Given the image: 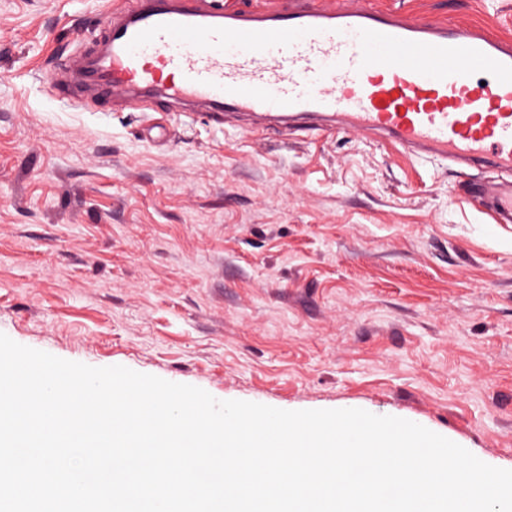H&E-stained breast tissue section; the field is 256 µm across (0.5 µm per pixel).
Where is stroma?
<instances>
[{
	"label": "stroma",
	"instance_id": "obj_1",
	"mask_svg": "<svg viewBox=\"0 0 512 512\" xmlns=\"http://www.w3.org/2000/svg\"><path fill=\"white\" fill-rule=\"evenodd\" d=\"M126 0H0V333L219 400L359 408L512 469V224L472 170L374 138L260 139L49 82ZM512 39V0H370Z\"/></svg>",
	"mask_w": 512,
	"mask_h": 512
}]
</instances>
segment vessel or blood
Returning a JSON list of instances; mask_svg holds the SVG:
<instances>
[{"mask_svg": "<svg viewBox=\"0 0 512 512\" xmlns=\"http://www.w3.org/2000/svg\"><path fill=\"white\" fill-rule=\"evenodd\" d=\"M94 104L199 107L261 138L376 135L476 170L465 198L512 224V46L479 27L411 21L368 0H127L95 51L53 69Z\"/></svg>", "mask_w": 512, "mask_h": 512, "instance_id": "b4317fda", "label": "vessel or blood"}]
</instances>
